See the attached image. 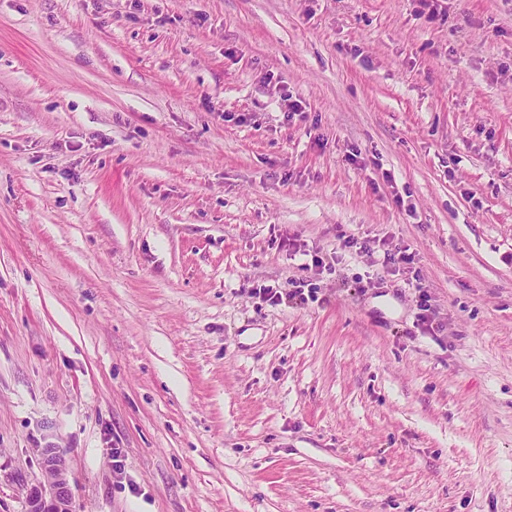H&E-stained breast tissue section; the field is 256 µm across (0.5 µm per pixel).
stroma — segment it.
<instances>
[{"mask_svg": "<svg viewBox=\"0 0 512 512\" xmlns=\"http://www.w3.org/2000/svg\"><path fill=\"white\" fill-rule=\"evenodd\" d=\"M46 448L72 512H512V0H0V512Z\"/></svg>", "mask_w": 512, "mask_h": 512, "instance_id": "obj_1", "label": "stroma"}]
</instances>
